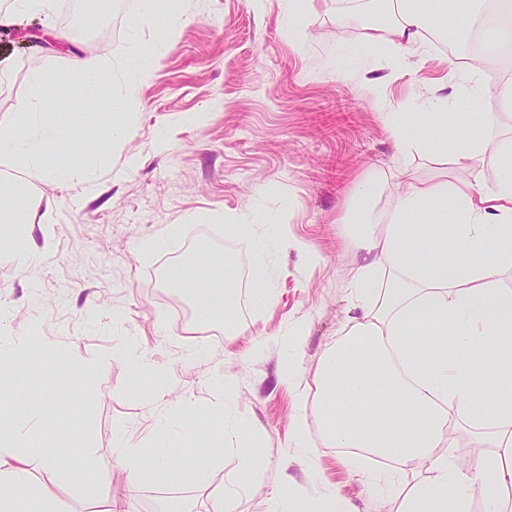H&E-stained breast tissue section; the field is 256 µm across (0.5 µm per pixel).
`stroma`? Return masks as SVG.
<instances>
[{
    "label": "stroma",
    "instance_id": "obj_1",
    "mask_svg": "<svg viewBox=\"0 0 512 512\" xmlns=\"http://www.w3.org/2000/svg\"><path fill=\"white\" fill-rule=\"evenodd\" d=\"M90 2L97 21L80 42L64 38L62 0L52 2L60 37L37 14L10 30L22 47L0 55L11 70L0 87V120L27 97L35 70L55 75L45 91L48 120L80 109L70 60L97 52L98 40L117 57L140 44L156 64L127 96L125 140L112 138L106 94L93 100L102 115L97 128L75 118L64 127L66 146L46 163L61 167L74 152L93 150L99 165L86 182L35 181L0 165L24 183L34 217L13 243H35L41 254L33 275L0 259V308L9 313L0 329L32 344L25 370L0 378V419L40 394L52 361L77 355L87 363L82 377L43 410L44 430L69 470L57 493L70 512H101L122 492L134 512H160L170 501L208 512L240 480L236 444L206 464L199 440L178 438L179 461L166 479L132 487L117 462L118 443L130 433L153 455L177 424L207 422L224 402L245 424L258 469L255 488L234 512H272L293 496L317 499L328 489L347 512H379L370 482L381 464L353 463L336 447L313 457L297 448L296 420L312 430L317 420L296 386L319 395L318 362L353 314L349 272L362 257L336 215L354 183L373 169L424 177L440 167L424 151H398L384 109L407 113L412 123L434 109L439 86L460 85L469 46L386 57L361 22L338 19L322 0H308L301 25L289 22L286 0H164L159 20L142 26L140 0ZM375 80L380 90H372ZM494 109L492 97L482 96L457 108L452 127L504 139L507 124L471 122L472 112ZM257 222L288 239L273 257L276 301L262 313L243 280L256 269V247L228 230ZM152 239L158 248L142 253L140 244ZM202 256L224 263L237 307L236 326L223 332L212 321L210 336L179 320L178 310H192L193 301L170 281L171 271ZM297 326L302 356L293 365L288 340ZM157 370L169 386L160 397L151 380ZM89 464L101 473L93 488L76 480ZM201 465L209 476L204 490L190 476Z\"/></svg>",
    "mask_w": 512,
    "mask_h": 512
}]
</instances>
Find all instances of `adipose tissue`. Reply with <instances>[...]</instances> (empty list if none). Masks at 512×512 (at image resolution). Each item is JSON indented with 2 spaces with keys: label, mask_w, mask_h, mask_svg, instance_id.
<instances>
[{
  "label": "adipose tissue",
  "mask_w": 512,
  "mask_h": 512,
  "mask_svg": "<svg viewBox=\"0 0 512 512\" xmlns=\"http://www.w3.org/2000/svg\"><path fill=\"white\" fill-rule=\"evenodd\" d=\"M390 0L386 21L367 26L368 40L391 56L415 55L426 44L435 20H447L449 36L462 37L487 8L486 0ZM71 74L83 92L95 96L112 77V59L82 55ZM472 97L492 90L501 114L512 117V76L473 59L468 71ZM32 92L19 100L11 123L25 127L16 136L0 130V160L21 166L29 179L70 182L86 178L95 165L90 154L72 167L50 169L46 156L62 140L60 124L41 121L46 105L45 74L32 73ZM421 113L420 124L437 136H414L402 113L392 115L391 133L400 151L422 149L451 154L452 166L427 177L400 170L395 184L383 171L368 172L356 185L359 208L338 221L354 225L351 243L364 264L351 274L355 316L321 357L316 376L322 394L314 399L318 436L328 448H360L389 459L402 471L427 468L397 498L394 512H472L481 493L486 512H512V288L501 278L512 271V142L447 138V97ZM498 171L485 179V163ZM453 210L450 231L425 249L413 247L421 223ZM223 267L198 265L181 285L196 297L197 314L235 324L237 309ZM402 414H395V407ZM38 417L18 407L0 425V512H17L30 498L40 512H65L55 493L64 465L51 439H34ZM480 449L482 467L460 465L454 448ZM177 450L162 444L152 460L125 443L118 457L130 483L163 479ZM44 480H36L33 470Z\"/></svg>",
  "instance_id": "adipose-tissue-1"
}]
</instances>
